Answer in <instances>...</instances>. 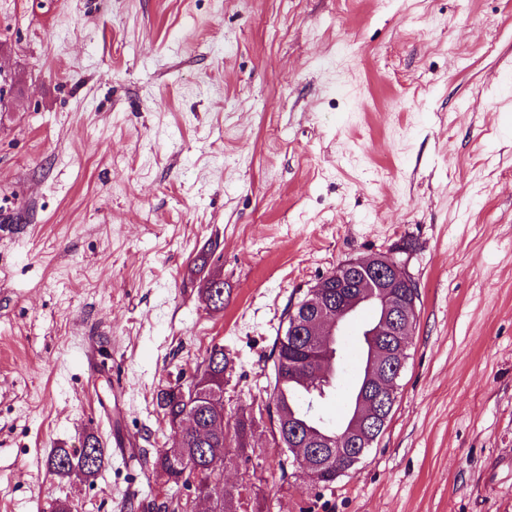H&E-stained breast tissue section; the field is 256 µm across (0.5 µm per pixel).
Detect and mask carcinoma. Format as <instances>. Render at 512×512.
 Here are the masks:
<instances>
[{
    "instance_id": "obj_1",
    "label": "carcinoma",
    "mask_w": 512,
    "mask_h": 512,
    "mask_svg": "<svg viewBox=\"0 0 512 512\" xmlns=\"http://www.w3.org/2000/svg\"><path fill=\"white\" fill-rule=\"evenodd\" d=\"M210 280L203 281L199 289L207 309L220 312L224 309V297L212 296L208 288ZM272 388L268 396L267 414L274 425V440L279 450L278 468L280 480H288V468L296 467L294 451L290 449L288 431L297 428L304 433L316 432V423L306 416L309 406H318L336 397L351 408L356 390H347L342 384L344 357L337 359L331 354L311 357L307 344L290 335L285 329L276 337L272 352ZM232 370L230 358L224 354V346L213 345L206 350L202 361L194 369L196 385L200 386L202 398L191 404L183 400L173 385L157 394V406L163 420L168 424L179 423L182 444L179 448L162 450L152 462L153 473L164 478L169 488L179 487L184 474L195 475L201 492L221 479L217 467L231 454L243 465L251 461L248 439L256 421L252 417L236 419L233 434L213 429L214 419L224 414V375ZM49 471L64 477L72 474L91 479L98 471L91 469L83 453L56 449L47 460ZM353 468L352 461L345 454L335 456L327 470L316 475L308 474L315 487H325L336 480V470ZM241 492L224 490L217 502L219 512H238Z\"/></svg>"
}]
</instances>
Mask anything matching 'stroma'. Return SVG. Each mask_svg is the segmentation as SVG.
<instances>
[{"label":"stroma","instance_id":"1","mask_svg":"<svg viewBox=\"0 0 512 512\" xmlns=\"http://www.w3.org/2000/svg\"><path fill=\"white\" fill-rule=\"evenodd\" d=\"M0 71V512H139L156 394L217 343L226 426L258 420L242 512H512V0H0ZM398 251L386 431L329 486L272 480L288 305ZM90 436L94 483L49 473Z\"/></svg>","mask_w":512,"mask_h":512}]
</instances>
